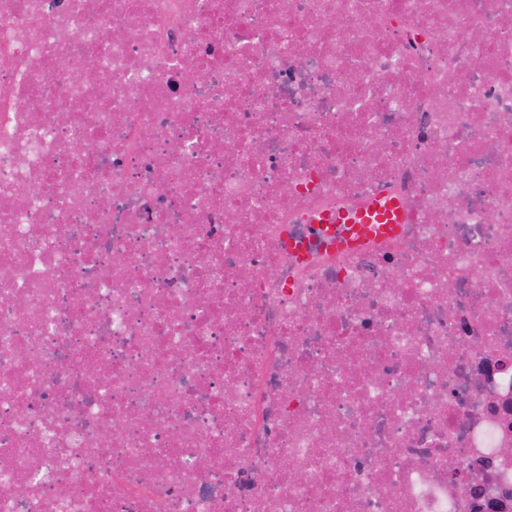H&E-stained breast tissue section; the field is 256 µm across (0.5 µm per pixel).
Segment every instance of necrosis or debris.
Wrapping results in <instances>:
<instances>
[{
	"label": "necrosis or debris",
	"mask_w": 512,
	"mask_h": 512,
	"mask_svg": "<svg viewBox=\"0 0 512 512\" xmlns=\"http://www.w3.org/2000/svg\"><path fill=\"white\" fill-rule=\"evenodd\" d=\"M0 512H512V0H0ZM398 220V211L395 203L386 201L380 203L369 212L360 218L362 224H379L365 225L356 228L352 235L344 236V229L342 225H336V243L339 246H344L350 243L358 242L360 237L365 234L379 233L390 234L397 230L396 222ZM355 236V237H353Z\"/></svg>",
	"instance_id": "1"
}]
</instances>
